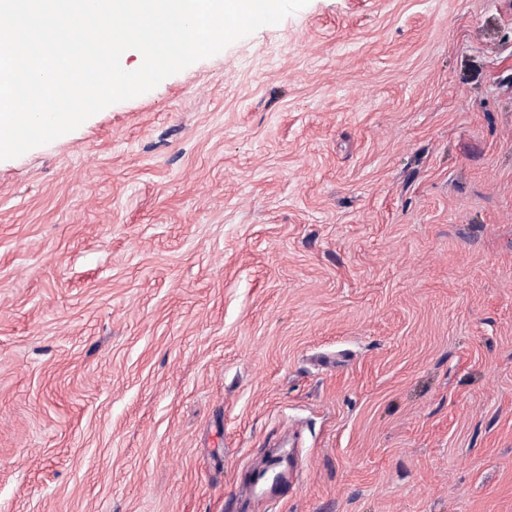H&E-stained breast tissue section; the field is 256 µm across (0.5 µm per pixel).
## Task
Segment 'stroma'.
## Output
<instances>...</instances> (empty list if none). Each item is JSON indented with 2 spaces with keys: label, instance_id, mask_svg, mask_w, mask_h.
<instances>
[{
  "label": "stroma",
  "instance_id": "1",
  "mask_svg": "<svg viewBox=\"0 0 512 512\" xmlns=\"http://www.w3.org/2000/svg\"><path fill=\"white\" fill-rule=\"evenodd\" d=\"M0 512H512V0H310L0 161Z\"/></svg>",
  "mask_w": 512,
  "mask_h": 512
}]
</instances>
